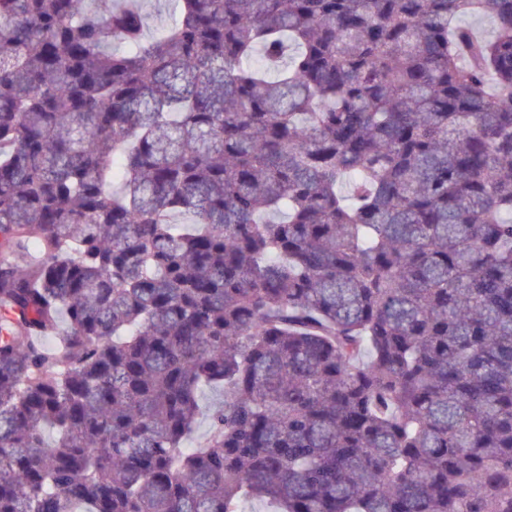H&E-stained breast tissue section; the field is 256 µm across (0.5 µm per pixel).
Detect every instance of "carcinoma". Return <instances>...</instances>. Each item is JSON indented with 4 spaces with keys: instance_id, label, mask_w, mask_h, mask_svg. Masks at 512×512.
Returning a JSON list of instances; mask_svg holds the SVG:
<instances>
[{
    "instance_id": "carcinoma-1",
    "label": "carcinoma",
    "mask_w": 512,
    "mask_h": 512,
    "mask_svg": "<svg viewBox=\"0 0 512 512\" xmlns=\"http://www.w3.org/2000/svg\"><path fill=\"white\" fill-rule=\"evenodd\" d=\"M92 2L0 0V512H512V0ZM147 1L148 2H145V7L150 15L147 33L149 36H154L160 28L169 22V6L164 0Z\"/></svg>"
}]
</instances>
